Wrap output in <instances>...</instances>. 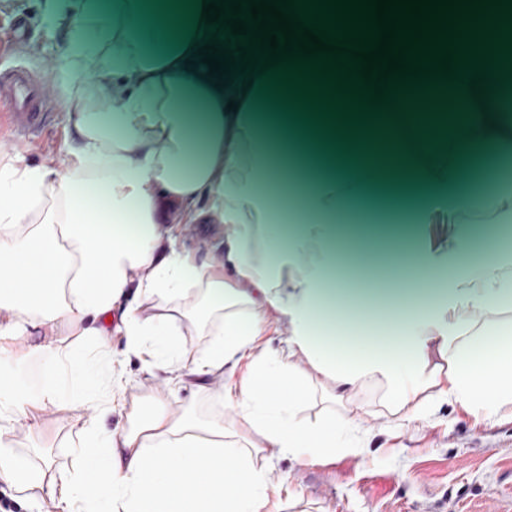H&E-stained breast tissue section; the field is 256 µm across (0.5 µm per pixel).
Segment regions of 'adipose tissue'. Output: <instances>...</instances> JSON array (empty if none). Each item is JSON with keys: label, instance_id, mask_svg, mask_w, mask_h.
Listing matches in <instances>:
<instances>
[{"label": "adipose tissue", "instance_id": "1", "mask_svg": "<svg viewBox=\"0 0 512 512\" xmlns=\"http://www.w3.org/2000/svg\"><path fill=\"white\" fill-rule=\"evenodd\" d=\"M101 7L111 44L73 29L55 76L74 144L38 166L0 148V362L20 359L35 331L49 371L48 387L28 398L0 376L1 483L56 512H270L266 458L362 451L371 411L357 395L368 383L404 431L448 401L485 419L512 404V250L478 247L471 231L478 210L512 224V0H483L453 37L439 36L430 54H451V68L423 83L393 77L382 93H348L330 79L326 53L256 66L255 77L281 76L366 122L354 161L283 123L255 88L216 89L204 64L187 71L186 58L227 41V27L201 21L183 35L155 0ZM461 104L481 136L448 119ZM268 156L287 185L263 165ZM203 198L209 208L197 209ZM378 209L446 224L412 252L389 249L408 259L403 285L384 317L367 319L356 309L373 291L350 285L365 250L345 215ZM189 220L223 225V259L176 251L175 227ZM133 290L162 315L142 317ZM189 299L196 317L221 320L198 359L171 324ZM272 328L284 337L274 353L257 343ZM115 330L175 379L247 362L224 387L232 417L173 411L161 392L126 398L111 355L79 345ZM67 336L78 344L64 345ZM316 403L315 421L299 418ZM49 405L86 414L74 471L51 473L5 438L18 420L39 425ZM115 411L127 418L118 435L103 424Z\"/></svg>", "mask_w": 512, "mask_h": 512}]
</instances>
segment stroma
<instances>
[{
  "instance_id": "obj_1",
  "label": "stroma",
  "mask_w": 512,
  "mask_h": 512,
  "mask_svg": "<svg viewBox=\"0 0 512 512\" xmlns=\"http://www.w3.org/2000/svg\"><path fill=\"white\" fill-rule=\"evenodd\" d=\"M46 0H0V68L27 66L35 71L59 67L66 35L72 25L104 38L95 0H58L55 23L45 20ZM23 25L22 43L10 41ZM55 109L37 141L11 142L13 151L31 165L60 156L72 133L62 91L54 93ZM352 220L370 243L413 238L421 232L413 215L356 214ZM112 358L122 370L127 396H143L161 388L165 373L113 333ZM222 377L209 378V393H198L189 381L175 386L172 407L203 419L227 416L219 392ZM372 434L361 455H339L301 463L282 455L271 460L273 480H285L302 494L282 500L280 512H512V405L498 417L479 420L450 405H442L418 430L397 432L383 415L370 418ZM80 422L75 414L55 408L43 415L42 427L20 420L7 434L22 453L41 450L52 470L71 466V441Z\"/></svg>"
}]
</instances>
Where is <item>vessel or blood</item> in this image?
I'll return each instance as SVG.
<instances>
[{
    "label": "vessel or blood",
    "instance_id": "vessel-or-blood-1",
    "mask_svg": "<svg viewBox=\"0 0 512 512\" xmlns=\"http://www.w3.org/2000/svg\"><path fill=\"white\" fill-rule=\"evenodd\" d=\"M0 102L9 107L13 135L32 140L39 136L53 98L30 70L14 67L0 69Z\"/></svg>",
    "mask_w": 512,
    "mask_h": 512
}]
</instances>
